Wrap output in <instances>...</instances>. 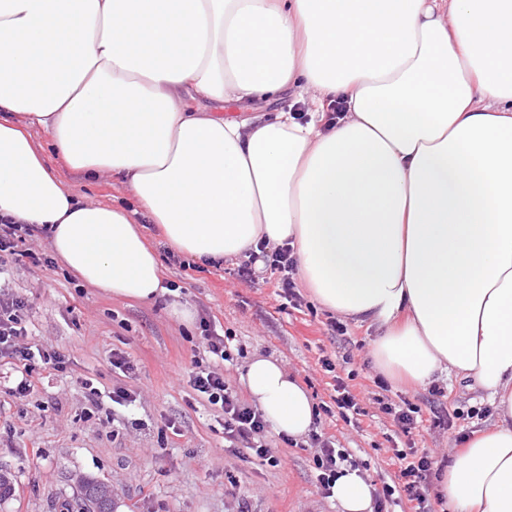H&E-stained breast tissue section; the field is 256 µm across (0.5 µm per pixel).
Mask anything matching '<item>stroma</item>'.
Returning a JSON list of instances; mask_svg holds the SVG:
<instances>
[{
  "instance_id": "1",
  "label": "stroma",
  "mask_w": 512,
  "mask_h": 512,
  "mask_svg": "<svg viewBox=\"0 0 512 512\" xmlns=\"http://www.w3.org/2000/svg\"><path fill=\"white\" fill-rule=\"evenodd\" d=\"M197 107L238 120L272 117L281 110L306 112L288 96L226 105L203 100ZM32 136L48 167L67 174L81 199L113 204L127 199L125 188L111 178L93 181L68 173L44 130L33 129ZM143 231L164 280L178 285L172 299L128 301L82 284L51 261L43 233L26 245L46 256V263L36 266L0 253V282L25 299L33 341L63 362L58 370L37 369L32 390L21 401L10 393L19 372L0 360V472L15 488L0 512H62L64 502H76L83 477L111 485L115 512H237L243 500L250 512H336L316 483L313 438L347 449L375 491H382L397 479L388 446L400 429L380 410L377 397L418 408L410 437L442 468L474 433L493 426L495 415L487 411L484 393L454 377L437 387L392 380L380 390L376 381L382 371L372 355L380 328L323 307L305 283L297 285L300 307L285 310L273 275L261 268L250 277L239 275L245 257L176 261L158 225H144ZM174 302L192 308L196 322L207 319L234 335L237 353L225 363L224 379L242 401L250 399L245 367L253 356L264 355L277 358L321 409L334 403L333 376L348 378L360 415L347 422L322 411L311 436L294 444L267 432L268 447L283 459L276 468L244 450L225 452L221 409L197 397L182 377L200 338L196 322L188 325L172 316ZM116 352L134 364L133 372L113 369ZM324 357L334 372L324 371ZM87 379L92 389L83 388ZM118 390L137 394L135 407L114 403ZM473 407L485 409V417H467Z\"/></svg>"
}]
</instances>
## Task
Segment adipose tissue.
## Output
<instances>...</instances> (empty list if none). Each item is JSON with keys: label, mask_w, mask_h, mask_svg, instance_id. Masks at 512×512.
<instances>
[{"label": "adipose tissue", "mask_w": 512, "mask_h": 512, "mask_svg": "<svg viewBox=\"0 0 512 512\" xmlns=\"http://www.w3.org/2000/svg\"><path fill=\"white\" fill-rule=\"evenodd\" d=\"M283 93L307 122L190 105ZM35 126L133 207L79 199ZM139 214L196 260L292 242L322 306L382 328L381 367L473 380L497 424L438 492L512 512V0H0V217L43 228L84 284L151 302L168 290ZM245 379L277 433L308 434L312 399L279 360ZM331 498L374 509L349 465Z\"/></svg>", "instance_id": "ef3b65f1"}]
</instances>
